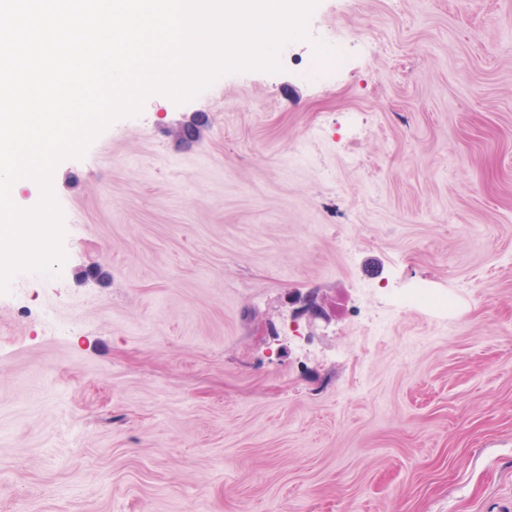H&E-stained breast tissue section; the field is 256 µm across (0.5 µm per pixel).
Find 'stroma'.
I'll list each match as a JSON object with an SVG mask.
<instances>
[{
    "instance_id": "1",
    "label": "stroma",
    "mask_w": 512,
    "mask_h": 512,
    "mask_svg": "<svg viewBox=\"0 0 512 512\" xmlns=\"http://www.w3.org/2000/svg\"><path fill=\"white\" fill-rule=\"evenodd\" d=\"M280 60L55 168L60 273L0 293V512H512V0H318ZM345 62L346 51L341 45L331 40L321 39L310 57L307 75L313 79H319L325 73L340 70ZM400 304L404 306H419L434 311L448 312L452 302L448 296L434 292L423 285H417L408 290L401 298Z\"/></svg>"
}]
</instances>
